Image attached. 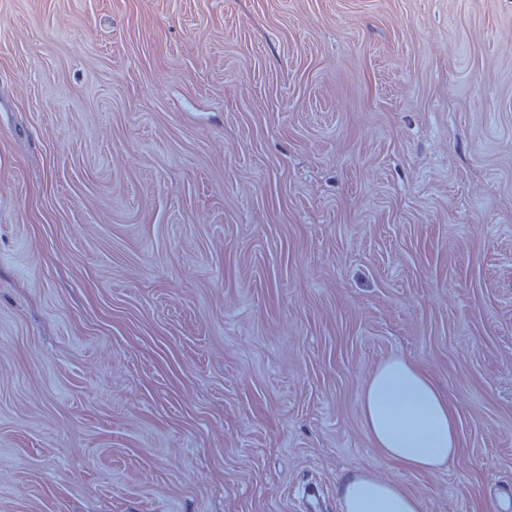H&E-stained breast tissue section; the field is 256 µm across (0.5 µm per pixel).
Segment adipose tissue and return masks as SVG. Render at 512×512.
Segmentation results:
<instances>
[{"mask_svg": "<svg viewBox=\"0 0 512 512\" xmlns=\"http://www.w3.org/2000/svg\"><path fill=\"white\" fill-rule=\"evenodd\" d=\"M366 429L386 458L413 471L454 465L461 454L459 419L421 367L401 358L379 365L362 395ZM342 512H422L418 498L369 471L346 477Z\"/></svg>", "mask_w": 512, "mask_h": 512, "instance_id": "adipose-tissue-1", "label": "adipose tissue"}]
</instances>
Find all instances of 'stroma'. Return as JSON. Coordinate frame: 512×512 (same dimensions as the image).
I'll list each match as a JSON object with an SVG mask.
<instances>
[{
    "label": "stroma",
    "instance_id": "1",
    "mask_svg": "<svg viewBox=\"0 0 512 512\" xmlns=\"http://www.w3.org/2000/svg\"><path fill=\"white\" fill-rule=\"evenodd\" d=\"M424 368L452 468L373 444ZM512 512V0H0V512ZM366 429L386 458L413 471L451 467L461 454L455 409L421 367L401 358L379 365L362 395ZM339 500L342 512H422L418 498L369 471L346 477L340 485ZM302 512H326L325 498L321 489L313 486H305L298 492Z\"/></svg>",
    "mask_w": 512,
    "mask_h": 512
}]
</instances>
